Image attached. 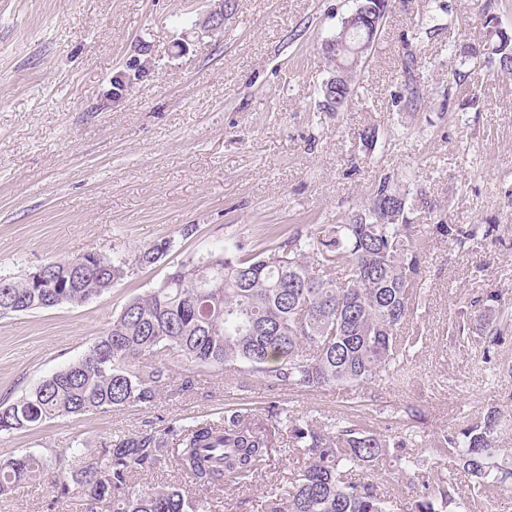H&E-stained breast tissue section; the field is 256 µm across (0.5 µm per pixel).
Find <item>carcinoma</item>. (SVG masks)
Masks as SVG:
<instances>
[{
    "label": "carcinoma",
    "instance_id": "carcinoma-1",
    "mask_svg": "<svg viewBox=\"0 0 512 512\" xmlns=\"http://www.w3.org/2000/svg\"><path fill=\"white\" fill-rule=\"evenodd\" d=\"M492 0H478L487 40L461 39L448 52L461 67L452 81L464 83L474 68L498 65L512 70V36L499 27ZM371 26L362 20L348 35L336 33L342 48L325 55L330 70L354 63V48ZM358 93H336L324 101L327 112H346ZM389 181H380L370 202L334 224H320L287 240L248 250L228 239L215 250L193 256L143 294L132 297L112 324L77 360L45 377L25 395L0 405V435L28 430L43 422L90 412L108 413L128 404L154 402L170 379L165 367L140 364L146 356L173 357L198 367L241 364L274 387L310 389L345 386L356 390L388 376L400 381V361L411 342L400 335L411 312L424 272L426 240L407 218L408 199H392ZM437 229L463 244L483 232L459 224ZM170 248L164 240L138 251L135 260L151 265ZM85 264L59 259L45 264L48 283L41 288L31 275L0 276V315L79 306L124 278L126 258L86 254ZM471 319L489 309L496 317L483 323L478 344L492 360L504 333L512 328L509 303L496 292L470 302ZM270 428L249 423L243 408H226L218 419L179 420L141 435L117 436L88 453L73 449L86 512L112 506V512H212L204 497L190 500L175 485L138 488L133 478L167 459L195 483L211 490L229 489L252 479L271 454L273 432L288 429L292 445L306 458L290 478L288 490L268 500L267 512H390L389 497L372 479L348 480L391 456L412 478H430L425 460L410 452L415 434L405 429L375 434L361 422L337 418L318 424L275 407ZM501 412L488 410L459 433H444L435 447L454 449L455 469L470 478L462 486L452 475L441 477L432 493L406 505V512H470L471 502L493 488L506 491L512 468L499 459L495 435ZM43 473V462L24 453L0 460V498Z\"/></svg>",
    "mask_w": 512,
    "mask_h": 512
}]
</instances>
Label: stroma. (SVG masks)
I'll list each match as a JSON object with an SVG mask.
<instances>
[{
	"mask_svg": "<svg viewBox=\"0 0 512 512\" xmlns=\"http://www.w3.org/2000/svg\"><path fill=\"white\" fill-rule=\"evenodd\" d=\"M443 2L441 12L434 0H394L354 75L358 103L323 112L321 44L356 0H232L218 33L201 26L214 0H0V275L88 252L132 259L171 243L85 304L0 316V402L82 356L131 297L188 256L228 238L253 248L335 223L381 177L414 203L427 242L425 284L403 328L415 341L408 384L355 396L277 389L257 373L173 361L153 404L0 436V459L30 452L47 464L42 480L0 500V512H84L79 493L54 496V481L71 478V448L216 418L231 405L259 428L273 402L323 423L354 416L378 433L414 428L434 478L451 470L434 441L494 407L504 415L500 454L512 457V332L489 363L449 332L474 296L496 291L512 303V71L478 68L449 86L459 66L449 42L485 31L476 0ZM407 54L418 60L409 77ZM410 85L423 95L414 110L399 100ZM422 197L433 212L417 208ZM440 219L493 224L497 235L460 247L437 231ZM188 224L197 228L189 238ZM275 438L259 477L214 495L215 512H266L268 495L287 489L298 459L288 431ZM370 475L394 512L427 493L387 458L355 473Z\"/></svg>",
	"mask_w": 512,
	"mask_h": 512,
	"instance_id": "obj_1",
	"label": "stroma"
}]
</instances>
